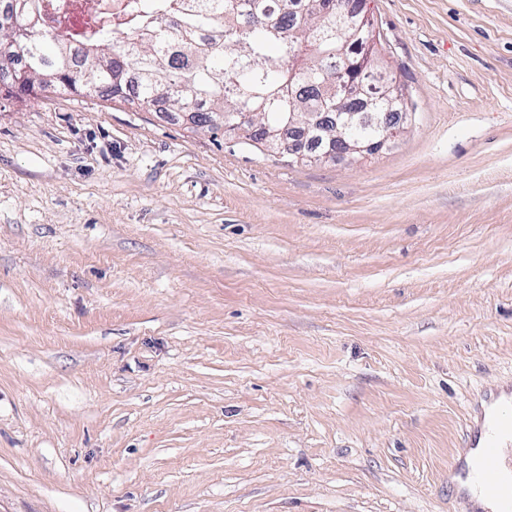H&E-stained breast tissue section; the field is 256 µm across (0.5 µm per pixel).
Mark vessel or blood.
<instances>
[{"mask_svg":"<svg viewBox=\"0 0 512 512\" xmlns=\"http://www.w3.org/2000/svg\"><path fill=\"white\" fill-rule=\"evenodd\" d=\"M484 431L480 460L471 478L486 497L497 502L498 512H512V479L501 476L502 441L512 440V396L492 407Z\"/></svg>","mask_w":512,"mask_h":512,"instance_id":"obj_1","label":"vessel or blood"}]
</instances>
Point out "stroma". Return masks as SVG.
I'll return each instance as SVG.
<instances>
[{"mask_svg":"<svg viewBox=\"0 0 512 512\" xmlns=\"http://www.w3.org/2000/svg\"><path fill=\"white\" fill-rule=\"evenodd\" d=\"M395 144L291 164L0 97V512H463L512 389V0H367Z\"/></svg>","mask_w":512,"mask_h":512,"instance_id":"1","label":"stroma"}]
</instances>
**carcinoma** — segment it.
Returning a JSON list of instances; mask_svg holds the SVG:
<instances>
[{"instance_id":"cac0c4a2","label":"carcinoma","mask_w":512,"mask_h":512,"mask_svg":"<svg viewBox=\"0 0 512 512\" xmlns=\"http://www.w3.org/2000/svg\"><path fill=\"white\" fill-rule=\"evenodd\" d=\"M69 0H12L0 12L6 40L8 93L35 88L90 92L88 79L114 100L193 111V125L213 134L255 112L268 126L240 135L261 147L262 136L288 126L292 112H355L336 96L346 64L336 54L348 32L336 14L297 11V0H118L112 19L95 22L82 46L60 29ZM369 111L393 96L380 74L361 77Z\"/></svg>"}]
</instances>
